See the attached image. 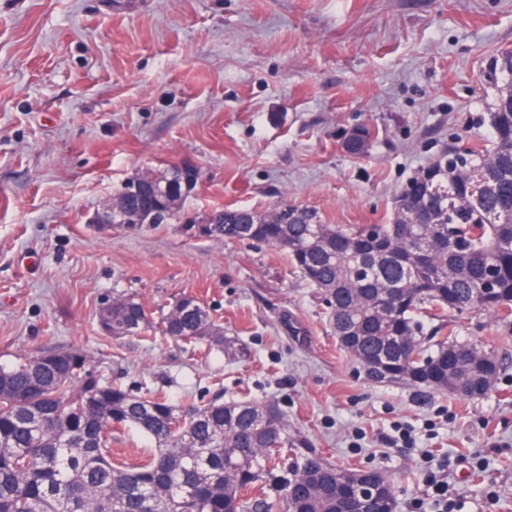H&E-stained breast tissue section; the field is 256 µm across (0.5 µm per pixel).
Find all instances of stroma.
<instances>
[{"label": "stroma", "mask_w": 512, "mask_h": 512, "mask_svg": "<svg viewBox=\"0 0 512 512\" xmlns=\"http://www.w3.org/2000/svg\"><path fill=\"white\" fill-rule=\"evenodd\" d=\"M505 47L512 0H0V365L75 346L103 378L178 405L272 401L328 462L387 476L398 512H433L439 463L461 512H512V321L448 315L503 362L484 396L381 382L279 249L87 226L139 173L182 161L201 172L186 217L286 201L386 223L446 146H487L480 69ZM358 126L374 137L354 156ZM115 291L156 310L196 296L249 355L105 335L96 311Z\"/></svg>", "instance_id": "35a3bbf8"}]
</instances>
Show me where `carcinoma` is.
Wrapping results in <instances>:
<instances>
[{
	"instance_id": "obj_1",
	"label": "carcinoma",
	"mask_w": 512,
	"mask_h": 512,
	"mask_svg": "<svg viewBox=\"0 0 512 512\" xmlns=\"http://www.w3.org/2000/svg\"><path fill=\"white\" fill-rule=\"evenodd\" d=\"M496 57L491 147L443 149L396 193L388 223L326 224L315 208L282 202L281 216L227 207L207 225V239L285 250L324 293L335 335L354 337L343 349L375 379L472 398L502 370L445 320L460 310L512 318V48ZM162 187L128 205L146 209L152 224L181 220L182 205ZM97 321L114 337L156 327L233 359L248 355L191 295L156 317L135 296L114 294ZM129 429L154 444L136 464L112 453ZM364 504L392 512L389 479L330 464L289 433L274 402L217 397L180 409L102 379L75 347L0 366V512H359Z\"/></svg>"
}]
</instances>
